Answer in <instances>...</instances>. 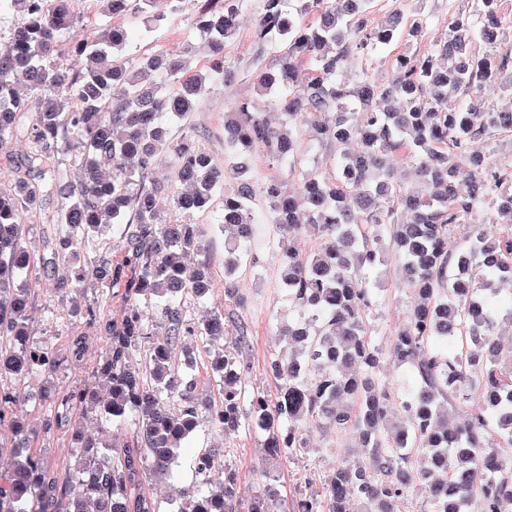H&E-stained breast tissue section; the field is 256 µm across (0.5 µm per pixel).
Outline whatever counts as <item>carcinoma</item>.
<instances>
[{
	"label": "carcinoma",
	"mask_w": 512,
	"mask_h": 512,
	"mask_svg": "<svg viewBox=\"0 0 512 512\" xmlns=\"http://www.w3.org/2000/svg\"><path fill=\"white\" fill-rule=\"evenodd\" d=\"M393 0L387 20L374 26L376 0H262L252 38L259 51L279 43L282 53L256 74L259 92L288 118L271 125L250 102L239 101L224 116V164L213 161L188 120L197 110L203 74L190 57L156 53L135 67L123 53L133 35L160 21L161 7L178 0H97L103 13L126 19L89 39L82 35L73 0H0V21L20 12L0 43V144L21 134L28 144L26 178L0 188V427L14 438L13 466L0 471V512H162L142 491L148 472L173 474L199 427L194 379L175 349L182 338H224V310L202 321L185 307L187 297L212 292L210 257L190 218L211 207L231 171L241 178L222 198L218 223L224 230V278L239 270L256 237V201L265 205L282 252L280 287L299 313L286 336L288 370L276 393L252 394L248 418L266 435L271 457L308 447L301 424L324 421L340 431H358L364 459L342 458L324 480L323 493L302 495V512H398L409 489L422 485L433 512H501L512 502V460L488 443L495 434L512 446V382L496 366L503 348L496 332L495 303L512 298V232H491L481 205L512 223L506 195L512 169L491 170L493 139L512 132V53H500L512 19L500 0H473L465 16L448 15V29L431 51L393 58L386 86L369 74V57L399 40L411 41L424 19L412 2ZM242 0H200L194 25L208 51L207 72L224 82L235 78L224 44L239 29ZM65 56L85 59L81 66ZM351 59L362 61L353 77ZM492 82L500 95L483 99ZM400 99L394 112L382 100ZM455 100L454 107L440 104ZM183 127L175 134L171 125ZM333 152L334 172L303 169L302 129ZM262 148L298 175L299 193L288 178L259 189L243 180L245 159ZM174 161L182 190L166 194L151 178L158 154ZM68 154L81 171L72 182L45 168L46 159ZM419 162L422 185L402 187L392 165L400 155ZM56 202L54 220L65 233L40 259L25 249L26 217L40 209V190ZM167 200L170 211L160 207ZM115 226L120 257L88 253L101 228ZM470 225L468 245L448 252V233ZM306 231L316 248L297 254L293 238ZM390 235L416 294L407 325L393 353L419 377L404 401L406 421L392 432L381 428L390 409L389 383L380 375L381 351L369 339L375 294L364 272L384 261L380 233ZM72 263L57 284L70 312L101 331L104 347L89 380L62 392L34 393L26 379L49 376L60 360L34 342L29 327V282L51 272L59 260ZM93 287L116 289L121 320L104 318L86 301ZM161 307L163 320H146L143 306ZM461 344L448 357L431 349L437 340ZM144 350L140 363L132 356ZM220 398L209 405V423L231 432L241 424L245 366L226 352L211 361ZM478 391L484 405L468 422L448 425L441 402ZM49 405L44 433L70 436L74 464L63 473L33 450L23 419L29 408ZM89 412L112 426L132 421L133 443L102 445L86 434ZM197 482L184 489L175 512H288L276 480L245 504H235L237 476L215 465V450L192 460Z\"/></svg>",
	"instance_id": "carcinoma-1"
}]
</instances>
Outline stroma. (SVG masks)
<instances>
[{
	"mask_svg": "<svg viewBox=\"0 0 512 512\" xmlns=\"http://www.w3.org/2000/svg\"><path fill=\"white\" fill-rule=\"evenodd\" d=\"M261 6L262 0H244L240 29L224 45L225 59L240 69L238 78L229 83L207 79L197 98V110L190 118L191 125L205 135L203 144L206 151L219 161L224 158V114L234 103L251 100L273 124L285 122L284 116L271 106L269 98L258 93L255 84L256 70L268 64L281 50L280 45L272 44L264 53L256 51L252 28ZM471 8V0H425L422 9L428 24L417 38L418 49L423 52L429 49L432 40L445 29L449 13L464 15ZM197 9V0H179L176 11L167 13L152 32L128 44L125 55L129 62L137 63L142 55L155 51L177 54L185 44L191 43L199 48L193 61L194 69H205L207 56L201 50L203 40L192 26ZM214 218L211 212L193 218L204 235L211 258L214 293L207 301L187 299L186 306L192 317L201 318L212 310L214 303L223 302L225 339L207 348L201 339L188 338L176 351L177 356L191 357L190 373L195 380V395L203 403L219 398L218 382L210 369L212 357L235 350L240 341L245 344L242 359L248 367L247 388L275 393L277 381L270 370V361L283 349L280 327L290 313L288 300L279 285L281 254L273 241L271 228L264 220L258 224V237L251 254L234 279V285L246 297L247 305L238 308L224 303V237L216 230ZM68 273L67 264H59L54 276L43 277L36 285L35 304L29 320L32 337L55 351L63 361L58 374L33 380L32 385L36 388L44 385L61 390L84 380L103 348L100 333L86 328L82 318L71 315L65 298L52 292L55 278ZM368 281L375 292V303L369 316L370 339L383 352L381 372L390 382V420L396 423L404 415L400 402L407 390L416 387L418 376L411 366L398 363L392 352V343L396 333L407 323L415 297L401 275L398 258H389L383 276L372 275ZM81 332L86 335L85 353L82 358L75 359L70 355V339ZM44 421L42 411L29 413L32 444L52 467L67 470L74 462L70 439L61 433L44 434ZM306 430L308 448L288 458H270L264 448V434L245 425L227 435L208 422H201L191 447L195 450L219 449L221 459L239 477L240 499L246 500L258 494L263 488L264 472L271 469L280 475L282 496L292 502L302 493L321 491L326 476L340 458L356 460L361 456L358 441L352 433H339L313 422L307 424Z\"/></svg>",
	"mask_w": 512,
	"mask_h": 512,
	"instance_id": "35a3bbf8",
	"label": "stroma"
}]
</instances>
